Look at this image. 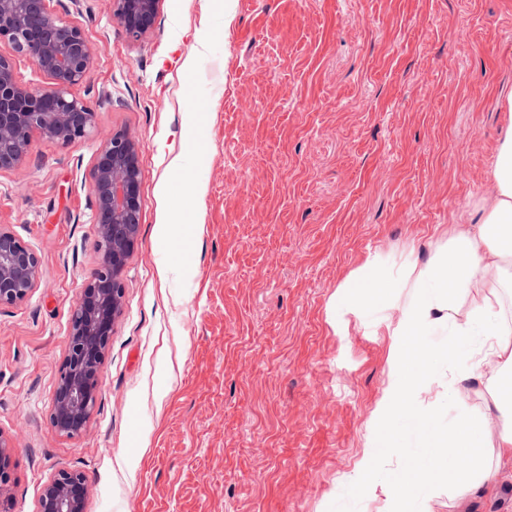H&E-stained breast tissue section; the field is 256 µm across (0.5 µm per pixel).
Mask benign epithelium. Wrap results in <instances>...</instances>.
<instances>
[{
    "label": "benign epithelium",
    "mask_w": 512,
    "mask_h": 512,
    "mask_svg": "<svg viewBox=\"0 0 512 512\" xmlns=\"http://www.w3.org/2000/svg\"><path fill=\"white\" fill-rule=\"evenodd\" d=\"M162 0H109L126 37L138 42L151 30ZM31 60L51 80L32 91L16 80L14 61L0 54V171L29 158L37 132L61 145L87 137L96 113L71 93L90 70L94 49L83 29L55 15L48 0H0V43ZM142 149L126 130H113L98 149L92 193L98 268L73 310L67 351L59 371L52 427L66 436L84 433L100 386V369L123 303L121 274L134 250L140 224ZM42 275L37 253L0 224V309L23 303ZM14 448L0 435V512L8 508V469ZM90 485L80 472L61 469L45 483L39 512H85Z\"/></svg>",
    "instance_id": "1"
}]
</instances>
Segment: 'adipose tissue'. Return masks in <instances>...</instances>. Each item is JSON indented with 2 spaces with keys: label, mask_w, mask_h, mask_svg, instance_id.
Instances as JSON below:
<instances>
[{
  "label": "adipose tissue",
  "mask_w": 512,
  "mask_h": 512,
  "mask_svg": "<svg viewBox=\"0 0 512 512\" xmlns=\"http://www.w3.org/2000/svg\"><path fill=\"white\" fill-rule=\"evenodd\" d=\"M503 109L509 120L490 165L491 189L478 205V223L455 228L451 244L435 263L410 264L399 280H389L366 262L344 283L342 293L346 309L360 311L371 300L390 302L394 288L414 289L413 300L388 327L387 401L379 412L386 420L409 422L415 442L424 449L416 462L418 473L437 471L449 462L444 469L448 483L463 489L493 478V459L512 461V326H505L498 311V285L512 275L504 265L512 256V93ZM465 297L470 308L464 313L460 301ZM436 325L447 326L448 339L432 347L423 337ZM478 338L488 342L487 352L457 374L448 394L464 401L468 381L489 373L494 411L462 418L449 430L437 429L432 414L421 409L419 396L439 363L472 359Z\"/></svg>",
  "instance_id": "ef3b65f1"
}]
</instances>
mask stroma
<instances>
[{"label": "stroma", "instance_id": "35a3bbf8", "mask_svg": "<svg viewBox=\"0 0 512 512\" xmlns=\"http://www.w3.org/2000/svg\"><path fill=\"white\" fill-rule=\"evenodd\" d=\"M49 7L95 49L72 92L97 131L68 146L33 135L29 160L0 172V224L43 268L0 309L14 512H38L62 468L89 480L86 512H391L416 478L415 449L380 447L375 418L394 312L337 310L339 287L370 259L393 279L432 263L454 225L477 222L512 90V0H163L136 44L106 0ZM120 128L142 145L139 236L94 413L68 437L50 414L99 263L94 158ZM458 370L420 396L447 429L491 406L485 379L465 404L441 399ZM402 502L512 512V462L468 494L438 478Z\"/></svg>", "mask_w": 512, "mask_h": 512}]
</instances>
